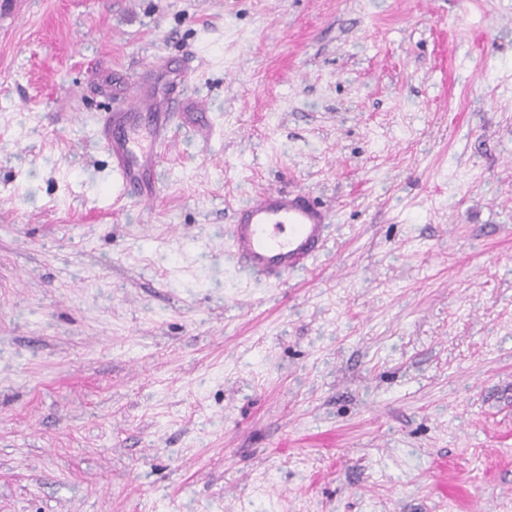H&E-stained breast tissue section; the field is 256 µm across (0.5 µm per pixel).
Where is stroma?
<instances>
[{
	"mask_svg": "<svg viewBox=\"0 0 512 512\" xmlns=\"http://www.w3.org/2000/svg\"><path fill=\"white\" fill-rule=\"evenodd\" d=\"M168 58L207 108L114 202ZM273 186L331 216L276 286ZM0 512H512V0H0ZM186 82L185 63L152 62L121 92L124 103L107 113L97 136L111 160L117 199L144 204L154 199L162 148L169 142ZM328 211L305 194L268 188L234 213L227 251L245 275L278 285L324 252Z\"/></svg>",
	"mask_w": 512,
	"mask_h": 512,
	"instance_id": "35a3bbf8",
	"label": "stroma"
}]
</instances>
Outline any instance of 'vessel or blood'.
<instances>
[{"label":"vessel or blood","instance_id":"vessel-or-blood-1","mask_svg":"<svg viewBox=\"0 0 512 512\" xmlns=\"http://www.w3.org/2000/svg\"><path fill=\"white\" fill-rule=\"evenodd\" d=\"M186 89L185 63L155 61L122 91V105L108 112L97 136L110 157L118 199H154L162 150ZM329 225L328 211L305 194L270 188L235 211L227 250L242 273L277 285L319 258Z\"/></svg>","mask_w":512,"mask_h":512}]
</instances>
